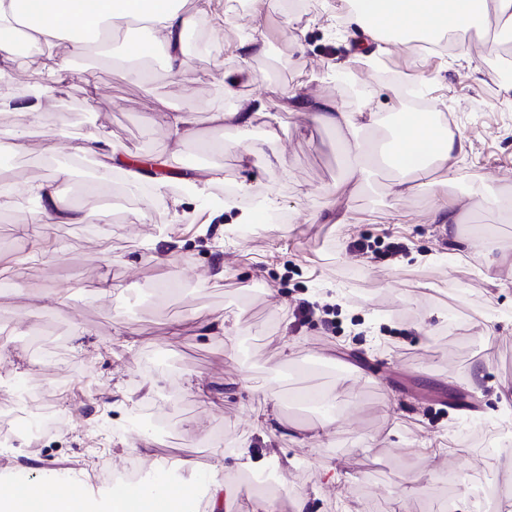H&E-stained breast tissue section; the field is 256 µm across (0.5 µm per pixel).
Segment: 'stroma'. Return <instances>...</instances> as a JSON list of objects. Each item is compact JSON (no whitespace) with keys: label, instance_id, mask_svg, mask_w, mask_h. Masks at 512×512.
<instances>
[{"label":"stroma","instance_id":"1","mask_svg":"<svg viewBox=\"0 0 512 512\" xmlns=\"http://www.w3.org/2000/svg\"><path fill=\"white\" fill-rule=\"evenodd\" d=\"M338 4L311 0L298 11L273 0L264 19L267 51L245 64L224 49L249 35L248 22L219 27L208 17L193 25L202 49L184 77L159 61L144 65L137 79L96 53L63 52L23 61L0 84L1 97L43 95L36 126L23 128L14 111L0 110V139L25 135L22 179L42 181L62 168L67 175L57 186L75 194L89 178L70 159L90 134L130 165L167 170L148 177L150 194L121 175L107 196L84 198L106 212V223L52 225L44 258H30L31 245L16 229L31 211L30 195L17 191L0 214V271L25 263L16 290L0 296V407L56 404L67 418L35 449L16 425L19 445L0 447L8 470L33 479L82 476L89 495L106 502L112 486L91 475L124 449L150 475L157 456L206 472L245 444L262 464L291 458L270 495L282 504L308 496L312 512H448L453 500L471 499L482 486L512 512V469L496 449L499 438H512V416L497 415L500 392H512V286L489 285L479 255L486 239L512 244V210L471 206L483 195L512 201V94L493 65L512 66V43L491 51L473 43L466 60L455 51L387 54L360 30L333 23ZM373 57L393 78L424 83L433 110L471 143L456 174L427 168L408 201L390 193L393 172L385 165L374 166L368 184L348 183L341 133L308 113L275 105L253 128L256 142L276 131L281 160L274 168L263 155L241 154L236 131L209 120L271 85L387 121L402 118L407 106L393 78L370 65ZM339 64L350 83L337 78ZM244 66L252 79L242 78ZM228 83L234 95H225ZM186 105L198 134L176 146L162 119ZM61 112L73 119L69 136L59 138ZM49 138L56 141L52 157L43 150ZM215 167L224 176L213 181ZM442 179L449 197L467 207L459 237L473 253L463 260L428 219L430 186ZM168 197L182 199L188 220L175 222L163 204ZM229 199L236 207L223 225L200 223V212ZM139 209L149 210L147 223H132ZM332 209L348 212L350 231L326 222ZM402 209L411 213L405 224L396 221ZM267 212L288 220L258 222L241 235L242 215ZM386 232L407 246L394 259L349 248ZM169 235L187 258L175 268L166 262ZM218 263L223 279L200 284ZM320 293L335 298L336 332L292 315ZM220 316L227 335H200V321ZM356 321L362 330H352ZM476 363L485 366L477 385L469 379ZM244 376L250 387H242ZM145 409L165 415L166 432L134 423ZM269 414L275 423L266 422ZM424 446L431 455L421 454ZM327 464L339 483L321 478Z\"/></svg>","mask_w":512,"mask_h":512}]
</instances>
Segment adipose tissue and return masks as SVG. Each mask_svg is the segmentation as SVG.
<instances>
[{
    "label": "adipose tissue",
    "instance_id": "1",
    "mask_svg": "<svg viewBox=\"0 0 512 512\" xmlns=\"http://www.w3.org/2000/svg\"><path fill=\"white\" fill-rule=\"evenodd\" d=\"M191 10H183L182 0H35L33 16L22 15L18 0H0V34L22 32L37 47L54 52L61 43H69L79 54L94 47L102 53L112 51V43L95 37L98 25L117 30L131 20H142L151 33V46L165 51L168 71L185 75L189 63L183 53V41L194 18L210 14L213 0H191ZM347 20L372 41L385 45L387 52L410 50L411 38L432 43L447 34L475 31L479 40H486L489 26L512 31V0H349ZM292 108L308 112L320 126L340 131L347 154L358 157L364 151L366 133L378 122L376 113L350 112L337 101L323 97L290 94ZM272 97L256 96L239 100L228 112L211 113L219 126L235 128L240 135L239 149L246 154L260 152L277 157L276 140L257 145L249 140L258 118L267 116ZM385 154L396 177L391 190L396 197H411L421 171L429 164L455 168L469 154L466 140L458 134H438L433 114L417 113L403 121L385 147ZM29 194L37 197L41 207L30 213L18 231L23 239L32 232L45 231L54 224H96L104 215L92 208L70 203L59 195L54 180L27 184ZM233 467L212 470L206 477L208 512H226L236 471L251 468L248 449L234 455ZM24 497L37 512H87L84 486L71 481L58 492L47 493L44 479L26 483Z\"/></svg>",
    "mask_w": 512,
    "mask_h": 512
}]
</instances>
